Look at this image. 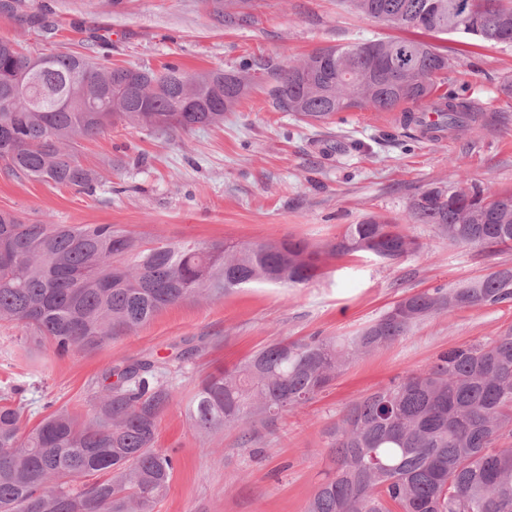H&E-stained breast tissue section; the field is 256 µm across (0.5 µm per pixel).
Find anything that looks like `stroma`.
I'll return each mask as SVG.
<instances>
[{
  "mask_svg": "<svg viewBox=\"0 0 512 512\" xmlns=\"http://www.w3.org/2000/svg\"><path fill=\"white\" fill-rule=\"evenodd\" d=\"M403 37L432 43L455 65L449 90L477 120L439 140L404 130L399 112L370 108L308 123L278 112L256 87L220 127L151 136L120 122L82 141L80 159L98 174L94 193L18 179L0 163V213L53 224H120L145 242L293 238L332 243L350 224L376 217L416 238L419 251L387 265L355 253L327 258L313 283L257 282L220 298L191 299L100 348L60 357L0 328V388L24 387L27 426L51 408L91 416L88 382L111 364L153 353L179 401L162 414L157 448L176 469L154 512H303L330 465L326 432L347 404L420 369L449 348L512 328V305L425 319L393 345L359 356L314 402L275 426L198 434L183 403L200 379L259 348L309 336H354L404 296L462 286L512 267V248L454 245L409 217L414 195L456 179L512 190V46L457 33L399 31L362 18L341 0H258L249 21L227 24L207 0H20L0 14V38L32 54L75 51L125 67L188 71L238 67L263 56L294 62L314 50Z\"/></svg>",
  "mask_w": 512,
  "mask_h": 512,
  "instance_id": "1",
  "label": "stroma"
}]
</instances>
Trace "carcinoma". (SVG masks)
Instances as JSON below:
<instances>
[{
	"instance_id": "obj_1",
	"label": "carcinoma",
	"mask_w": 512,
	"mask_h": 512,
	"mask_svg": "<svg viewBox=\"0 0 512 512\" xmlns=\"http://www.w3.org/2000/svg\"><path fill=\"white\" fill-rule=\"evenodd\" d=\"M454 0H347L360 16L397 29L446 32ZM456 32L512 44V0H470ZM228 21H245L251 0H212ZM377 44L397 59L380 80L356 45L319 48L298 62L252 57L233 70L125 68L80 53L32 56L0 39V161L17 178L92 193L97 173L77 157L81 139L118 122L168 134L219 126L249 93L255 75L272 106L321 121L370 106L411 104L404 125L455 135L468 105L440 91L452 62L430 43ZM335 54L341 68L321 66ZM440 118L426 123L428 114ZM501 196L478 186L448 197L437 187L410 215L452 244L512 245V211L487 224ZM420 244L395 224H350L322 249L301 241L239 245L191 241L144 244L119 224H27L0 213V324L58 356L101 347L192 297L217 298L254 282L305 286L322 256L369 253L393 263ZM512 304V268L461 288H434L397 301L356 336H312L257 350L206 376L185 405L200 433L245 424L267 427L331 386L350 358L376 351L417 322L474 307ZM166 367L145 357L105 368L88 387V420L65 407L21 431L22 388L0 393V512H154L175 470L155 448L162 412L178 401ZM332 466L305 512H512V329L456 346L425 367L346 406L327 431Z\"/></svg>"
}]
</instances>
